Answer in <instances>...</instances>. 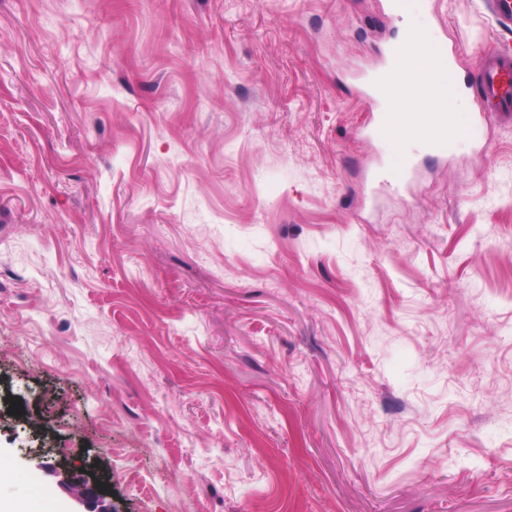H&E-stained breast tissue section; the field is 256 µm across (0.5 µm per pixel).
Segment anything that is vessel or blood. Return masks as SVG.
<instances>
[{
    "mask_svg": "<svg viewBox=\"0 0 512 512\" xmlns=\"http://www.w3.org/2000/svg\"><path fill=\"white\" fill-rule=\"evenodd\" d=\"M486 6L496 24L512 30V0H486ZM482 112L473 114L470 131L479 134L485 126V116L497 113L512 118V46L490 49L479 65Z\"/></svg>",
    "mask_w": 512,
    "mask_h": 512,
    "instance_id": "obj_1",
    "label": "vessel or blood"
}]
</instances>
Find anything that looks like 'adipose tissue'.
I'll use <instances>...</instances> for the list:
<instances>
[{
	"instance_id": "adipose-tissue-1",
	"label": "adipose tissue",
	"mask_w": 512,
	"mask_h": 512,
	"mask_svg": "<svg viewBox=\"0 0 512 512\" xmlns=\"http://www.w3.org/2000/svg\"><path fill=\"white\" fill-rule=\"evenodd\" d=\"M400 39L419 43V55L401 64L394 77L381 79L378 95L393 123L392 149L405 157L412 148L424 147L433 134L446 133L452 139H461L463 99L449 91L441 80L438 53L434 47L423 44L416 28H404ZM442 113L451 114L452 122L441 124L438 116Z\"/></svg>"
}]
</instances>
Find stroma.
I'll list each match as a JSON object with an SVG mask.
<instances>
[{
    "label": "stroma",
    "instance_id": "stroma-1",
    "mask_svg": "<svg viewBox=\"0 0 512 512\" xmlns=\"http://www.w3.org/2000/svg\"><path fill=\"white\" fill-rule=\"evenodd\" d=\"M0 0V497L512 512V124L377 179L365 82L484 0ZM24 405L8 412L10 400ZM387 164L391 178L389 185L393 188L394 191L399 192L403 177L405 174L414 171L416 163L414 159L398 160L394 154L390 153L388 156ZM66 476L70 477L72 484L77 485L80 484L84 487V492L79 495V499L84 501L92 510H88V512H114L109 507L104 504L103 499L101 498V494L98 490L93 486L89 479L88 481H84L82 483H78V475L71 468L62 466ZM96 505V507H95Z\"/></svg>",
    "mask_w": 512,
    "mask_h": 512
}]
</instances>
